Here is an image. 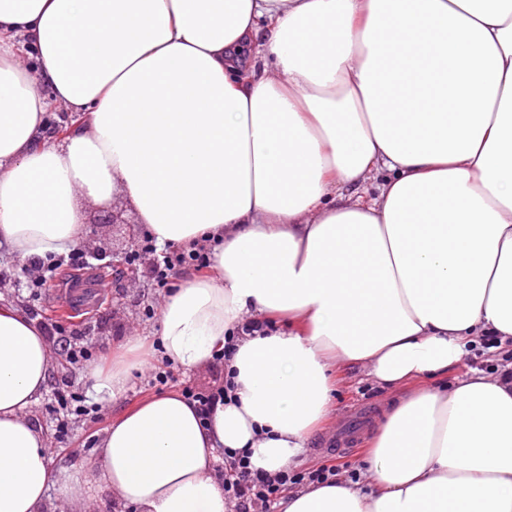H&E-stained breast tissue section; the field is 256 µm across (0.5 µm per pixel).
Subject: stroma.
Wrapping results in <instances>:
<instances>
[{"mask_svg":"<svg viewBox=\"0 0 512 512\" xmlns=\"http://www.w3.org/2000/svg\"><path fill=\"white\" fill-rule=\"evenodd\" d=\"M115 209L120 223H101V209L88 213L86 235L101 245L105 252L127 255L133 245L132 237H143L145 230L135 214L123 204ZM152 254L141 255L135 273H128L125 263H118L119 274L110 278L106 300L90 298L85 310L72 321L81 329L80 346L91 350L99 359L100 367L111 369L113 362L123 360L131 364L129 388L120 398L97 404L95 415H71L69 435L60 439L54 433L55 415L50 408V391H43L29 418L40 427L48 446L47 461L56 471H83L92 478L88 494L93 512H131L116 504L110 492L102 490L95 480L99 468L97 449L114 418L139 401L168 392H181L191 386L199 390L212 388L224 379L214 367L186 370L169 366L155 353L154 337L159 328L161 304L167 293L158 288L148 270L155 263ZM4 294L6 299L20 302L25 311L43 309L48 321H56L55 309L61 300L55 291L27 287L24 280L11 279ZM169 371L167 383H158L156 370ZM393 390L384 388L367 377L364 371L340 374L338 392L334 400V416L329 425L317 431L305 455L298 457L293 467L297 470L332 463L339 467L359 470L361 484H368L363 473V458L369 447L373 430L388 409Z\"/></svg>","mask_w":512,"mask_h":512,"instance_id":"35a3bbf8","label":"stroma"}]
</instances>
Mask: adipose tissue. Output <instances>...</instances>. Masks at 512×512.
<instances>
[{"instance_id":"1","label":"adipose tissue","mask_w":512,"mask_h":512,"mask_svg":"<svg viewBox=\"0 0 512 512\" xmlns=\"http://www.w3.org/2000/svg\"><path fill=\"white\" fill-rule=\"evenodd\" d=\"M118 194L158 246L212 249L158 341L192 370L231 346L235 391L207 421L175 392L124 412L99 477L135 512H229L220 452L287 468L333 371L396 388L512 340V0H0V253L67 256ZM52 363L0 298V512L53 485L87 508L27 416ZM367 464L278 512H512V382L402 396Z\"/></svg>"}]
</instances>
